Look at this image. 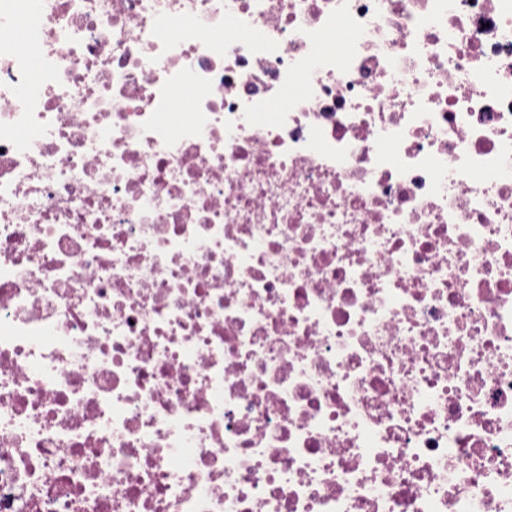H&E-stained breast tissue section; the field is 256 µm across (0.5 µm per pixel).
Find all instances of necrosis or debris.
<instances>
[{
  "mask_svg": "<svg viewBox=\"0 0 512 512\" xmlns=\"http://www.w3.org/2000/svg\"><path fill=\"white\" fill-rule=\"evenodd\" d=\"M26 26L0 0V512H512V0Z\"/></svg>",
  "mask_w": 512,
  "mask_h": 512,
  "instance_id": "obj_1",
  "label": "necrosis or debris"
}]
</instances>
